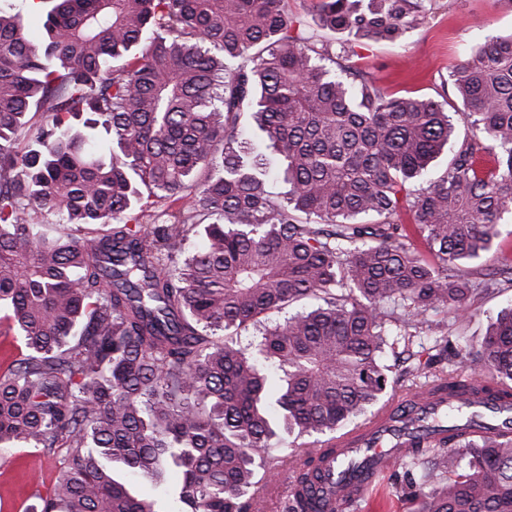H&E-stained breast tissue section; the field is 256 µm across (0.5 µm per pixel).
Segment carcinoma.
I'll use <instances>...</instances> for the list:
<instances>
[{
	"label": "carcinoma",
	"instance_id": "carcinoma-1",
	"mask_svg": "<svg viewBox=\"0 0 512 512\" xmlns=\"http://www.w3.org/2000/svg\"><path fill=\"white\" fill-rule=\"evenodd\" d=\"M47 1L38 43L0 7V312L29 349L0 375V448L67 461L30 512H157L119 474L171 465V512H261L284 432L327 439L290 460L281 512H323L322 456L383 397L386 337L512 286L505 252L474 265L512 223V35L472 48L438 101L375 86L285 0H21ZM428 2L315 7L324 30L394 41ZM462 357L479 377H434L428 394L460 398L434 428L479 416V394L512 401V308ZM402 458L418 512H512V418Z\"/></svg>",
	"mask_w": 512,
	"mask_h": 512
}]
</instances>
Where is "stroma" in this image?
<instances>
[{"mask_svg": "<svg viewBox=\"0 0 512 512\" xmlns=\"http://www.w3.org/2000/svg\"><path fill=\"white\" fill-rule=\"evenodd\" d=\"M512 34V5L506 0H432L417 27L407 29L394 42L354 38L353 59L377 86L397 95L438 97L452 67L470 47L496 36ZM512 305V287L502 285L472 308L468 322L449 321L448 339L457 348L477 349L496 313ZM403 338L389 339L381 355L387 367L385 404L424 392L432 381V368L413 371L400 362ZM58 458L35 448L0 451V512H25L37 489L50 487L59 471ZM404 463H396L366 497L359 512H416L418 504L403 484Z\"/></svg>", "mask_w": 512, "mask_h": 512, "instance_id": "1", "label": "stroma"}]
</instances>
